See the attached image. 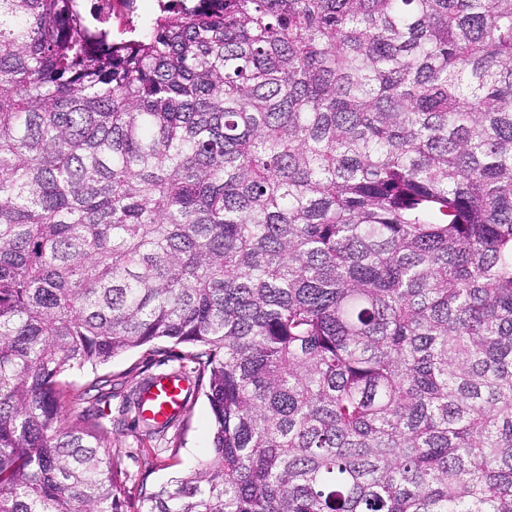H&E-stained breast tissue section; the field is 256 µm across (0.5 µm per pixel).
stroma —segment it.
<instances>
[{"label":"stroma","instance_id":"obj_1","mask_svg":"<svg viewBox=\"0 0 512 512\" xmlns=\"http://www.w3.org/2000/svg\"><path fill=\"white\" fill-rule=\"evenodd\" d=\"M182 352V347L161 342L154 354H147L142 349L133 350L113 358L97 372L75 371L67 376L68 381L84 385L94 375H109L118 385L112 397L67 409L65 417L67 424L74 426L82 424L84 415L102 414L112 432V454L125 476L127 512H138L142 488H156L175 472L192 473L205 460L212 446V414L203 392H194L189 413L153 440L143 436L133 412L124 407L127 396L143 378L170 372L177 366ZM149 446L160 449L163 467L147 469L144 450Z\"/></svg>","mask_w":512,"mask_h":512}]
</instances>
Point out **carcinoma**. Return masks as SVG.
Returning a JSON list of instances; mask_svg holds the SVG:
<instances>
[{"label": "carcinoma", "mask_w": 512, "mask_h": 512, "mask_svg": "<svg viewBox=\"0 0 512 512\" xmlns=\"http://www.w3.org/2000/svg\"><path fill=\"white\" fill-rule=\"evenodd\" d=\"M158 340L139 512H512V0H0V512H126L58 378ZM134 9L131 13L128 10L127 19L119 24L118 19L112 21V33L114 36H119V28H122L127 21L137 26L138 30L143 32L148 28L152 20L160 13V5L166 0H134ZM159 352L153 356L145 349H137L113 358L96 372L74 371L62 377L61 382H77L85 385L96 376L112 375L116 386L111 398L101 401L83 403L75 408H66L65 417L68 425H79L83 415L98 412L112 431V456L127 478L125 497L127 512L140 509L141 483L144 487L154 489L164 484L174 472L189 474L196 470L212 448L213 421L208 400L203 391H195L189 398L187 383L173 376L155 378L145 387L140 395L144 414L159 423L176 419L161 433L160 437L149 441L142 435V428L134 418V412L123 408L131 390L140 384L143 378L169 373L178 365L179 355L186 351L183 346H174L168 342L156 345ZM120 384H123L122 386ZM190 411L184 415L189 408ZM160 448L161 457L166 467L146 472L145 452L143 448Z\"/></svg>", "instance_id": "obj_1"}]
</instances>
